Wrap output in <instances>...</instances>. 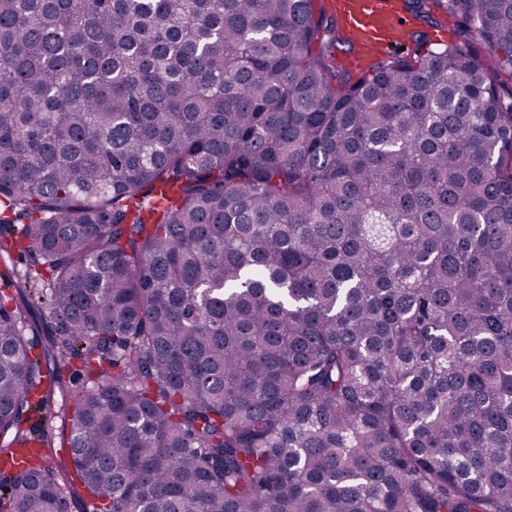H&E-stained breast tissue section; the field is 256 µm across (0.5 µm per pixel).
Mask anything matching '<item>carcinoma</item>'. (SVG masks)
<instances>
[{
	"label": "carcinoma",
	"instance_id": "cac0c4a2",
	"mask_svg": "<svg viewBox=\"0 0 512 512\" xmlns=\"http://www.w3.org/2000/svg\"><path fill=\"white\" fill-rule=\"evenodd\" d=\"M316 2L0 0V512H512V0ZM326 3L359 47V56L353 63L359 70L365 69L374 53L407 36L408 29L400 20L399 4L395 0H328ZM397 46L412 49L414 43L407 39L388 46L378 55L393 52ZM404 13L412 24L409 32H414L416 34L423 33L426 36V40H430L432 44L458 43L464 47H468L474 50L481 49L478 37L476 35L470 34L466 37H463L460 34L458 26L460 18L456 16L439 13L437 17L439 24L437 26H429L421 20L417 19L411 11L404 9Z\"/></svg>",
	"mask_w": 512,
	"mask_h": 512
}]
</instances>
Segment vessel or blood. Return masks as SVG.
I'll use <instances>...</instances> for the list:
<instances>
[{
    "mask_svg": "<svg viewBox=\"0 0 512 512\" xmlns=\"http://www.w3.org/2000/svg\"><path fill=\"white\" fill-rule=\"evenodd\" d=\"M328 4L359 48L358 69H365L374 53L407 36L397 0H328Z\"/></svg>",
    "mask_w": 512,
    "mask_h": 512,
    "instance_id": "1",
    "label": "vessel or blood"
}]
</instances>
